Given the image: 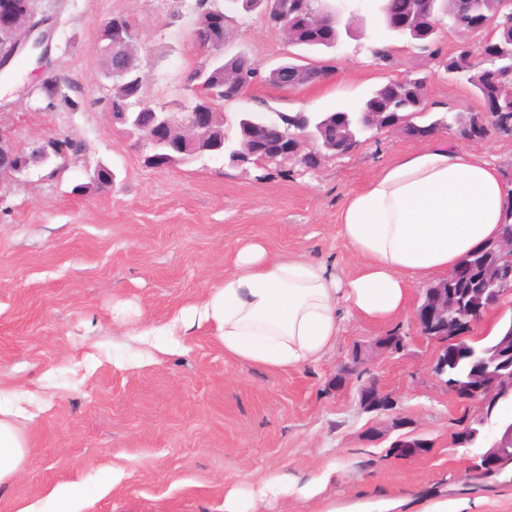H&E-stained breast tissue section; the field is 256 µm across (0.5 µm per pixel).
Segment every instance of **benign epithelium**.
Segmentation results:
<instances>
[{
	"label": "benign epithelium",
	"mask_w": 512,
	"mask_h": 512,
	"mask_svg": "<svg viewBox=\"0 0 512 512\" xmlns=\"http://www.w3.org/2000/svg\"><path fill=\"white\" fill-rule=\"evenodd\" d=\"M269 20L282 29L289 43L297 41L301 30L319 27L324 35V42L334 46L340 40L336 27L339 21L331 18L316 24L308 22L304 12H288V0H267L265 9ZM456 22L466 26V32L475 33L487 24L502 20L512 22V16L500 15L497 12L487 13L476 7L471 0H457ZM395 26L404 32L414 33L420 29L428 33H438L444 27L443 21L435 17L433 11L419 13L411 0L403 3L395 15ZM48 21L38 18L37 0H0V37L6 45H0V71L5 69L16 57L25 55L35 58L42 64L47 57L45 43L49 39ZM156 125L147 128L145 136L139 138L135 146L143 151H151L159 139L172 142L189 151L195 147L203 136L210 135L216 125L224 124L219 113L209 109H196L175 116L171 112H155ZM368 126L379 134L382 132L407 135L408 120H398L391 124L381 122V113H365ZM267 129V147L253 148L243 154L236 163L250 161L281 165L287 162H298L300 155L315 151L316 140L308 133H291L288 129L275 123H264ZM23 150L16 147L10 138L0 129V187L18 180L25 165L35 159H46L53 154L66 159L68 149L48 141L37 145L30 152V158H22ZM488 254L501 264L499 286L512 291V234L501 235L493 239L486 247ZM501 297L496 290L482 289L479 299L472 307L473 319L467 323L472 326L480 320L484 313L497 306ZM458 308L456 297L448 293V286L442 282L429 285L422 290L419 304L415 309V326L419 336L438 345L439 351L434 365V373L442 378L447 372L448 350L467 339V333L448 322ZM409 337L401 333H391L378 337L374 347L385 353L400 354L408 347ZM480 374L470 384L451 382L448 391L456 394L466 391L475 403L473 418L481 421L484 427L481 442L485 450L480 453L472 466L479 473L495 470L501 462L512 459V426L507 427L494 420V412L499 404L512 400V330L500 337L495 349L487 351L480 358ZM368 370L366 360L359 350L352 351L351 362L347 369L339 375L338 381L343 383L349 376H358ZM358 403L365 412H380L390 416L388 425L383 430H372L368 438L373 440L380 436L389 437L397 433L390 443L388 452L394 458H403L417 452H427L432 448L429 439L414 440V434L403 432L409 421L397 411L396 398L384 391L374 382H366L358 386Z\"/></svg>",
	"instance_id": "7a95c632"
}]
</instances>
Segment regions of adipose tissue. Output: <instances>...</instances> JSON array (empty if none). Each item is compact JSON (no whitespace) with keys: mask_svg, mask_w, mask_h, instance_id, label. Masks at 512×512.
Here are the masks:
<instances>
[{"mask_svg":"<svg viewBox=\"0 0 512 512\" xmlns=\"http://www.w3.org/2000/svg\"><path fill=\"white\" fill-rule=\"evenodd\" d=\"M512 223V192L485 157L430 138L385 166L352 194L339 233L361 265L348 280L302 258H273L258 243L242 247L235 268L203 306L226 355L273 371L317 362L339 331V308L368 320L401 311L414 282L445 274ZM0 408V487L17 475L26 442ZM336 476L335 463L297 482L264 478L257 489L224 491V512H261L295 495L313 499Z\"/></svg>","mask_w":512,"mask_h":512,"instance_id":"obj_1","label":"adipose tissue"}]
</instances>
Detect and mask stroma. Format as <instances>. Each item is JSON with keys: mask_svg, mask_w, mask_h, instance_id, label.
I'll use <instances>...</instances> for the list:
<instances>
[{"mask_svg": "<svg viewBox=\"0 0 512 512\" xmlns=\"http://www.w3.org/2000/svg\"><path fill=\"white\" fill-rule=\"evenodd\" d=\"M195 0H39L52 27L42 71L14 60L0 78V129L16 147L61 138L68 159L31 164L0 188V402L21 394L18 424L27 451L15 479L0 489V512H58L53 490L74 495V512H224V490L271 474L300 476L325 460L336 482L324 500L394 496L412 490L473 501V512H512V467L494 477L469 470L476 451L453 436L470 402L449 393L433 372L438 347L418 335L414 312L426 281L406 308L386 320L340 311V332L318 362L285 372L226 356L214 324L199 312L232 271L238 250L263 244L274 257L321 263L339 278L358 258L339 234L347 198L422 140L379 133L344 156L308 171L233 164L204 155L151 168L106 107L100 25L128 20L144 96L168 111L188 100L186 74L203 61L194 43ZM230 22L228 53H244L268 72L295 49L261 11L220 0ZM351 35L318 58L331 70L292 91L255 81L224 103V131L251 109L268 120L296 112L352 108L388 80L415 71L428 78L434 112L478 109L471 87L440 67L439 57L478 44L482 33L442 32L439 56L394 43L392 61L369 51L374 16L353 0ZM56 79L58 95L42 82ZM451 146L494 159L512 172V138L489 132L476 141L441 131ZM115 173L112 187L91 186L96 164ZM174 328L158 351L146 329ZM410 342L399 354L372 352L394 331ZM369 351L370 375L394 394L416 432L432 440L425 455L394 459L387 441L366 442L384 414L361 410L356 387L336 376L353 348ZM324 500H280L271 512H321Z\"/></svg>", "mask_w": 512, "mask_h": 512, "instance_id": "stroma-1", "label": "stroma"}]
</instances>
